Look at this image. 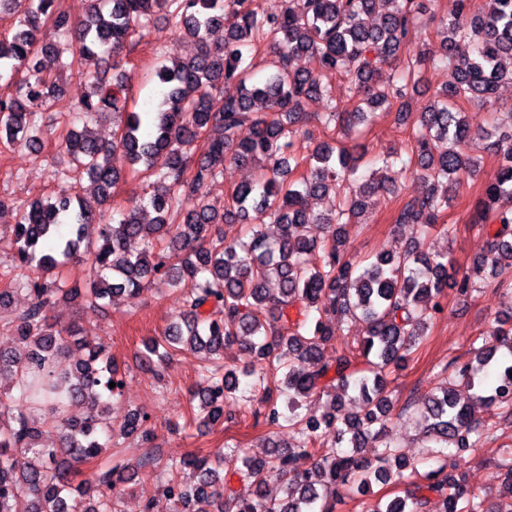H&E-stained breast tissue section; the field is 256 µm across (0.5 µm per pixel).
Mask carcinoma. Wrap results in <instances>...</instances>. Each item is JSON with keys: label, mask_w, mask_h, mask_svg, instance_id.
I'll return each instance as SVG.
<instances>
[{"label": "carcinoma", "mask_w": 512, "mask_h": 512, "mask_svg": "<svg viewBox=\"0 0 512 512\" xmlns=\"http://www.w3.org/2000/svg\"><path fill=\"white\" fill-rule=\"evenodd\" d=\"M75 19L59 0H0V15H12L0 32V69L10 71L8 92L0 96V146L44 148L47 130L41 112L59 90L60 74L77 58L102 54L114 82L88 78L89 93L80 115L90 123L110 114L120 120L112 142L88 128L71 129L58 147L67 157L57 189L16 207L11 227L16 251L10 287L0 289V308L11 294L25 292L30 305L7 326L13 346L0 349V376L11 387L0 391V512H120L128 467H100L83 479V468L112 444V400L123 377L105 346L81 336L79 326L52 320L61 302L78 299L105 306L115 295L138 300L153 286H188L186 310L163 335L144 342L143 358L161 366L176 352L211 360L194 389L203 423L224 417V403L248 389L261 394L270 428L288 426V449L280 445L257 457L233 447L214 456L189 455L174 463L188 477L172 479L162 492L178 512H336L372 483H399L408 461L390 434L389 377L405 367L416 344L443 313L445 289L467 296L481 291L486 277L512 294V132L484 131L498 168L484 186L469 224L486 235L487 252L473 267L450 274L446 254L424 251L434 229L452 238L456 228L439 224L453 193L480 166L466 152L471 127L462 103L485 106L502 81L512 83V0H453L445 19L448 81L409 133L407 156L386 153L385 169L413 168L425 192L399 207L395 224L415 229L399 253L381 251L372 261L346 254V225L354 224L366 198L390 190L385 174L344 196L330 215L309 211L306 200L343 191L360 168L357 147L321 142L298 152L307 116L304 102L327 97L321 121L358 135L361 107L342 112L333 103L329 80L344 77L357 102L387 106L404 121L408 93L422 82L426 57L403 67L402 82L379 84L381 66L395 62L411 27L438 11V0H288L275 12L258 0H84ZM378 25L369 24L374 13ZM190 38L197 52L162 64L154 76L163 87L158 109H128V57L137 35L156 18ZM224 28V43L208 35ZM266 46L273 54L270 73L253 81L244 49ZM312 59L300 70L294 60ZM221 108L212 106L215 97ZM250 165L256 178L236 185L220 214L204 188L224 165ZM305 173L295 178L298 169ZM88 176L103 201L128 177L142 182L143 199L104 221L96 243L85 226L95 215L82 205L75 180ZM155 220H142L144 207ZM222 224H248L244 238L223 236ZM278 225L270 236L263 225ZM319 224L322 234L309 233ZM91 256L88 276L69 287L62 267ZM363 323L362 336L345 331ZM237 344L252 356L239 369L224 363V349ZM72 348L84 358L67 369ZM466 361L452 360L448 381L437 387L421 410L438 462L432 470H412L414 489L377 500L366 512H427L431 497L441 512H512V448L499 464L498 503L474 493L458 459L485 439L486 427L472 414L477 402L495 404L512 417V314L469 343ZM498 367L493 383L475 386L476 375ZM115 387H109L110 383ZM353 396L359 410L341 413ZM324 401L317 418L303 413L309 400ZM147 418L127 415L120 434L150 438ZM61 431L57 447L40 444L42 427ZM330 437L324 447L321 437ZM375 458L360 454L368 442ZM31 452L39 465L16 470L14 456ZM232 474L254 484L240 498L221 477Z\"/></svg>", "instance_id": "cac0c4a2"}]
</instances>
